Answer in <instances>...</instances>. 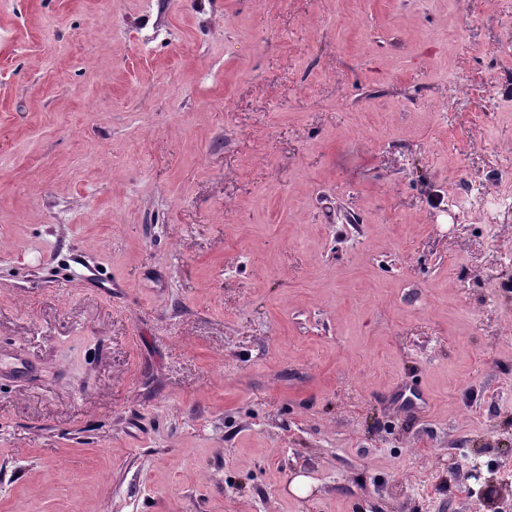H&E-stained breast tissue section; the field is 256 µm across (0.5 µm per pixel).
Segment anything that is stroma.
<instances>
[{
  "instance_id": "obj_1",
  "label": "stroma",
  "mask_w": 512,
  "mask_h": 512,
  "mask_svg": "<svg viewBox=\"0 0 512 512\" xmlns=\"http://www.w3.org/2000/svg\"><path fill=\"white\" fill-rule=\"evenodd\" d=\"M17 360L0 512H512V0H0Z\"/></svg>"
}]
</instances>
